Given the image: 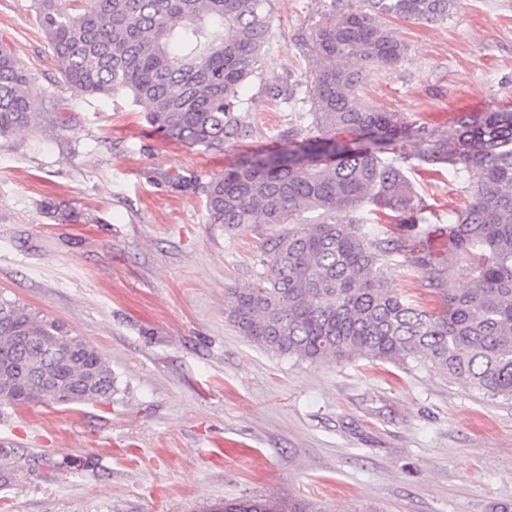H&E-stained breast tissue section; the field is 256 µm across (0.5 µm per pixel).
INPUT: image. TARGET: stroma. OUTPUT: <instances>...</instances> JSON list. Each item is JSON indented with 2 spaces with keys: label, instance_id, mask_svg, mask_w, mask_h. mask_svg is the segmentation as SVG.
Instances as JSON below:
<instances>
[{
  "label": "stroma",
  "instance_id": "1",
  "mask_svg": "<svg viewBox=\"0 0 512 512\" xmlns=\"http://www.w3.org/2000/svg\"><path fill=\"white\" fill-rule=\"evenodd\" d=\"M350 0H271L273 37L241 99L251 138L174 141L125 94L65 83L32 0H0V44L41 94L34 129L0 139V295L57 320L109 361L111 399L0 407V512H207L303 498L322 512H495L512 504V399L408 362L308 363L250 344L224 291L249 286L271 230L206 221L204 184L310 125L301 45ZM408 51L371 71L369 104L447 132L512 110V0H458L448 21H391ZM402 143L416 199L445 225L467 198ZM438 307L422 273L385 270Z\"/></svg>",
  "mask_w": 512,
  "mask_h": 512
}]
</instances>
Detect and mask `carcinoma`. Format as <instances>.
Instances as JSON below:
<instances>
[{
    "label": "carcinoma",
    "mask_w": 512,
    "mask_h": 512,
    "mask_svg": "<svg viewBox=\"0 0 512 512\" xmlns=\"http://www.w3.org/2000/svg\"><path fill=\"white\" fill-rule=\"evenodd\" d=\"M33 0L36 21L65 81L88 95L128 93L164 134L222 151L249 133L239 92L270 40L269 0ZM454 0H360L309 37L312 126H293V150L245 157L208 182L207 223L235 232L265 225L262 271L224 291V315L249 342L311 363L355 357L417 361L482 394L512 397V111L461 112L448 133L411 128L399 112L363 103L368 70L390 71L406 46L389 20L435 24ZM39 93L0 44V136L37 124ZM448 167L467 205L448 216V254L466 287L442 277L421 244L425 206L414 203L396 144ZM400 213L392 236L370 214ZM401 257L423 270L438 312L396 294L381 267ZM0 406L79 404L112 396L108 360L64 326L0 296ZM212 512H317L268 497Z\"/></svg>",
    "instance_id": "cac0c4a2"
}]
</instances>
